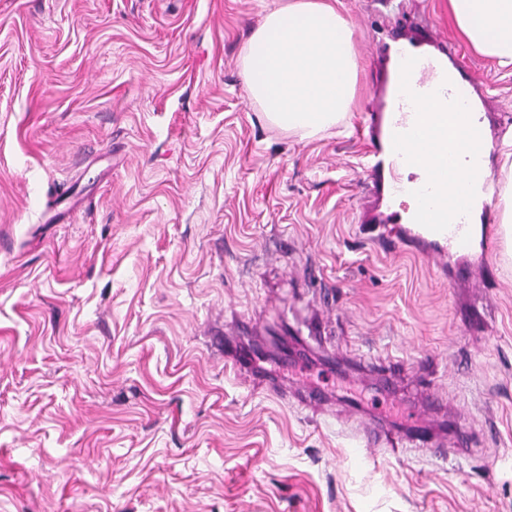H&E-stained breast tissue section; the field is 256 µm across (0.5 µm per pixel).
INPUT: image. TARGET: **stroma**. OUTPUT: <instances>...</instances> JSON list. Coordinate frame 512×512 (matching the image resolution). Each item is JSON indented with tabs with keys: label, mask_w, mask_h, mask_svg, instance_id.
I'll return each mask as SVG.
<instances>
[{
	"label": "stroma",
	"mask_w": 512,
	"mask_h": 512,
	"mask_svg": "<svg viewBox=\"0 0 512 512\" xmlns=\"http://www.w3.org/2000/svg\"><path fill=\"white\" fill-rule=\"evenodd\" d=\"M280 0H0V512H512V266L363 223L376 50L433 19L512 150V69L448 0H336L354 105L302 141L248 96ZM254 331L244 368L224 334ZM323 388L318 409L254 389ZM469 431L458 447L452 419ZM443 454L416 447L419 426Z\"/></svg>",
	"instance_id": "1"
}]
</instances>
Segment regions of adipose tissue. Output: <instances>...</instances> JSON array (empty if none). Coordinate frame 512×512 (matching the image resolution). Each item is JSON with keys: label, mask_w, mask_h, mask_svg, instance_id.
<instances>
[{"label": "adipose tissue", "mask_w": 512, "mask_h": 512, "mask_svg": "<svg viewBox=\"0 0 512 512\" xmlns=\"http://www.w3.org/2000/svg\"><path fill=\"white\" fill-rule=\"evenodd\" d=\"M448 11L478 52L512 68V0H448ZM242 71L273 125L311 139L352 110L354 29L329 0H287L253 31Z\"/></svg>", "instance_id": "ef3b65f1"}]
</instances>
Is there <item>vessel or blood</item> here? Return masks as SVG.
<instances>
[{
  "label": "vessel or blood",
  "mask_w": 512,
  "mask_h": 512,
  "mask_svg": "<svg viewBox=\"0 0 512 512\" xmlns=\"http://www.w3.org/2000/svg\"><path fill=\"white\" fill-rule=\"evenodd\" d=\"M386 49L387 83L369 103L370 111L384 114L385 120L368 130L376 179L367 190L388 203L403 195L415 197V239L445 247L452 257L464 254L473 246L470 190L480 189L482 214L490 216L495 178L485 164L488 135L481 124L467 126L465 145L455 158L447 156V139L455 134L452 118L479 99L477 84L464 68L449 67L448 55L433 52L427 42L400 39ZM426 103L438 111L441 142L421 156L415 142L425 125L421 107ZM411 168L418 169V176L404 177Z\"/></svg>",
  "instance_id": "obj_1"
}]
</instances>
